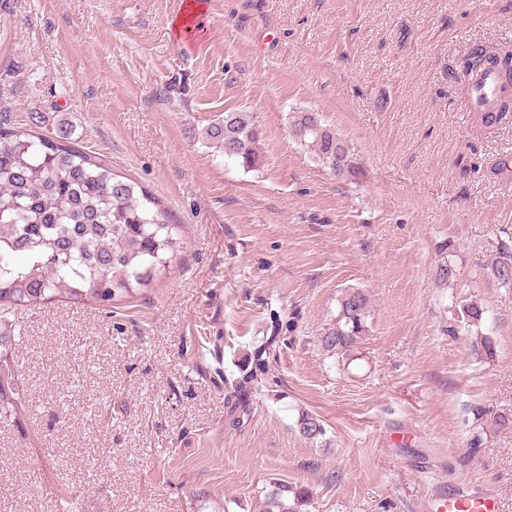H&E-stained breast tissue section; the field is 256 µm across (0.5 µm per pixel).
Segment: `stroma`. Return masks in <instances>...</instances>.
<instances>
[{
    "label": "stroma",
    "mask_w": 512,
    "mask_h": 512,
    "mask_svg": "<svg viewBox=\"0 0 512 512\" xmlns=\"http://www.w3.org/2000/svg\"><path fill=\"white\" fill-rule=\"evenodd\" d=\"M202 2L188 46L181 0H0L15 126L36 114L103 155L184 238L134 296L0 321L26 397L0 418V512H264L277 483L309 512H425L463 491L512 512V426L495 422L512 419V294L491 274L512 233V117L462 111L455 78L474 49L512 53V0ZM242 110L254 170L201 136ZM295 111L349 142L358 181L295 141ZM347 288L367 331L331 353ZM246 375L261 391L233 390ZM305 413L325 427L312 442Z\"/></svg>",
    "instance_id": "stroma-1"
}]
</instances>
